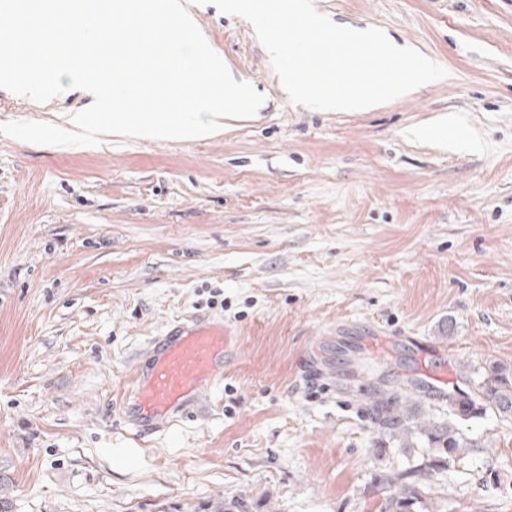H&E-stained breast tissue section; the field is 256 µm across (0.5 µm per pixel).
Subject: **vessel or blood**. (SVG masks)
I'll use <instances>...</instances> for the list:
<instances>
[{"label": "vessel or blood", "instance_id": "obj_1", "mask_svg": "<svg viewBox=\"0 0 512 512\" xmlns=\"http://www.w3.org/2000/svg\"><path fill=\"white\" fill-rule=\"evenodd\" d=\"M228 336L223 325L200 319L168 322L152 339L146 360L133 378L137 415L129 424L143 432L145 423L165 426L196 403L202 388L224 377Z\"/></svg>", "mask_w": 512, "mask_h": 512}]
</instances>
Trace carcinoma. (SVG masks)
<instances>
[{
    "label": "carcinoma",
    "instance_id": "cac0c4a2",
    "mask_svg": "<svg viewBox=\"0 0 512 512\" xmlns=\"http://www.w3.org/2000/svg\"><path fill=\"white\" fill-rule=\"evenodd\" d=\"M471 393L459 399L448 394V416L425 415V410L405 392L372 393L370 421L377 433L409 448L407 437L416 436L423 445L418 460L379 477L387 497L380 512H418L427 508L433 482L458 466L478 447L463 434L459 424L492 413L502 421L512 420V367L491 362L470 371Z\"/></svg>",
    "mask_w": 512,
    "mask_h": 512
}]
</instances>
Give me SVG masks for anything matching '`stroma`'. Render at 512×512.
I'll use <instances>...</instances> for the list:
<instances>
[{
	"mask_svg": "<svg viewBox=\"0 0 512 512\" xmlns=\"http://www.w3.org/2000/svg\"><path fill=\"white\" fill-rule=\"evenodd\" d=\"M448 76L370 112L294 105L252 25L198 5L265 97L194 141L39 146L0 135V475L13 512H379L383 441L361 364L420 378L412 346L512 365V0H315ZM89 99L0 89V123L61 124ZM447 118L444 136L418 130ZM223 323L224 380L164 431L124 424L123 385L174 318ZM384 337L366 350L364 336ZM430 496L512 512V422Z\"/></svg>",
	"mask_w": 512,
	"mask_h": 512,
	"instance_id": "obj_1",
	"label": "stroma"
}]
</instances>
